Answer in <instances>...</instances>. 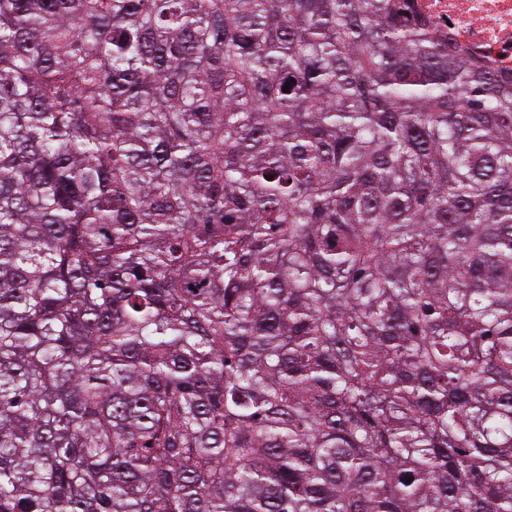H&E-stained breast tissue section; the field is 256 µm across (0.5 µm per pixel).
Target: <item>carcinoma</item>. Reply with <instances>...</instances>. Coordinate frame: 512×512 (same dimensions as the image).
Masks as SVG:
<instances>
[{
	"label": "carcinoma",
	"mask_w": 512,
	"mask_h": 512,
	"mask_svg": "<svg viewBox=\"0 0 512 512\" xmlns=\"http://www.w3.org/2000/svg\"><path fill=\"white\" fill-rule=\"evenodd\" d=\"M410 2L0 0V512H512V75Z\"/></svg>",
	"instance_id": "carcinoma-1"
}]
</instances>
